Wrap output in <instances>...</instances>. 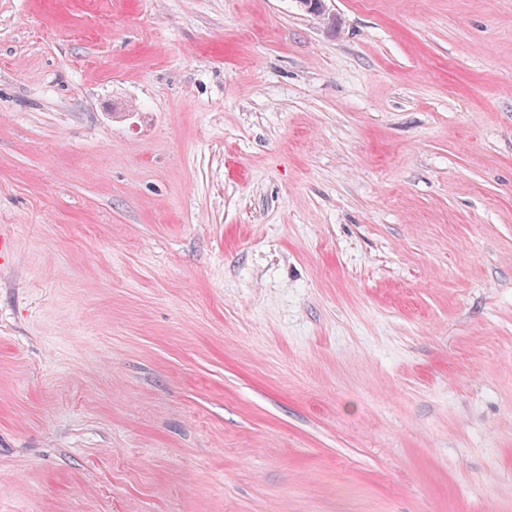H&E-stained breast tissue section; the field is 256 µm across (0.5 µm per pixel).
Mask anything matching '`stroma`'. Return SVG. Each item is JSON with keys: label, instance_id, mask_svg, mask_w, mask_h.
<instances>
[{"label": "stroma", "instance_id": "35a3bbf8", "mask_svg": "<svg viewBox=\"0 0 512 512\" xmlns=\"http://www.w3.org/2000/svg\"><path fill=\"white\" fill-rule=\"evenodd\" d=\"M0 0V512H512V0Z\"/></svg>", "mask_w": 512, "mask_h": 512}]
</instances>
